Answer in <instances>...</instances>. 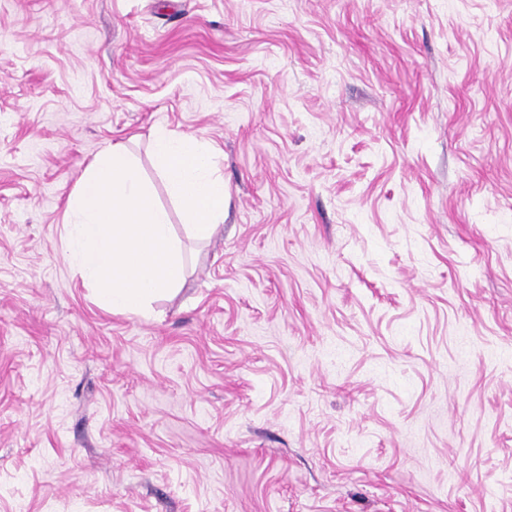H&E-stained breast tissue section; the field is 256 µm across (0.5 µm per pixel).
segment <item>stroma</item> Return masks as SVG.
<instances>
[{
    "label": "stroma",
    "instance_id": "1",
    "mask_svg": "<svg viewBox=\"0 0 512 512\" xmlns=\"http://www.w3.org/2000/svg\"><path fill=\"white\" fill-rule=\"evenodd\" d=\"M116 143L182 250L145 317L64 257ZM0 512H512V0H0ZM154 168L183 207L184 218L201 238H210L224 221V180L214 176V156L202 141L189 136L156 134Z\"/></svg>",
    "mask_w": 512,
    "mask_h": 512
}]
</instances>
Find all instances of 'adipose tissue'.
<instances>
[{"label": "adipose tissue", "instance_id": "ef3b65f1", "mask_svg": "<svg viewBox=\"0 0 512 512\" xmlns=\"http://www.w3.org/2000/svg\"><path fill=\"white\" fill-rule=\"evenodd\" d=\"M151 158L181 203L186 223L199 237H211L224 220V181L213 173L211 149L193 137L159 133L152 140Z\"/></svg>", "mask_w": 512, "mask_h": 512}]
</instances>
